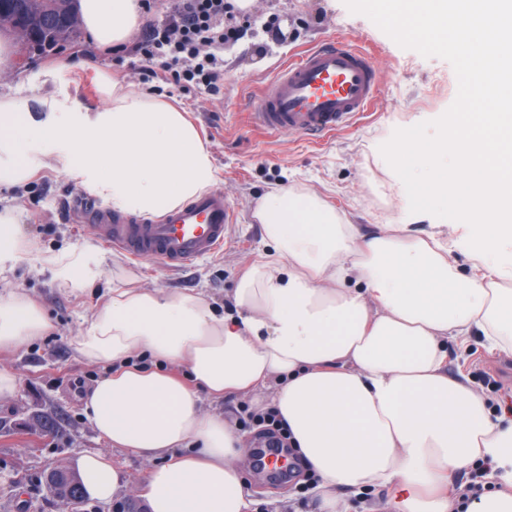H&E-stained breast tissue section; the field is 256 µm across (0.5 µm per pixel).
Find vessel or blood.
<instances>
[{
  "label": "vessel or blood",
  "mask_w": 512,
  "mask_h": 512,
  "mask_svg": "<svg viewBox=\"0 0 512 512\" xmlns=\"http://www.w3.org/2000/svg\"><path fill=\"white\" fill-rule=\"evenodd\" d=\"M381 86L370 52L337 37L281 68L258 94L253 117L270 133L322 137L367 114ZM79 223L136 260L178 270L224 245L233 211L223 191L207 192L156 220L137 219L103 204L83 203Z\"/></svg>",
  "instance_id": "b4317fda"
}]
</instances>
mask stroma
I'll use <instances>...</instances> for the list:
<instances>
[{"instance_id": "obj_1", "label": "stroma", "mask_w": 512, "mask_h": 512, "mask_svg": "<svg viewBox=\"0 0 512 512\" xmlns=\"http://www.w3.org/2000/svg\"><path fill=\"white\" fill-rule=\"evenodd\" d=\"M139 19L120 48L98 46L84 30L52 51L31 54L24 68L0 72V95L64 94L78 104L96 107L105 97L99 74L134 84L190 112L209 149L218 180L234 220L222 250L171 272L154 261H137L104 244L98 233L76 224L73 204L88 193L59 171L46 167L38 149H31L35 168L21 187H0V211L13 210L20 239L38 242L39 252L0 256V297L23 293L39 304L52 329L16 351L0 352V365L18 378L13 395L0 397V512H69L50 494L45 476L86 452L109 455L123 473L118 499L137 500L148 461L111 449L83 415L77 392L92 385L103 369L78 357L74 340L86 327L98 294H82L62 284L41 252L86 251L89 268L100 287L131 281L166 293H202L225 309L244 272L268 252L261 224L253 218L257 202L277 188L293 187L317 195L356 224L360 235L378 233L383 224L410 225V237L427 238L434 216L413 207L399 194L398 174L387 158L389 148L407 128L435 139L445 115L461 111L464 75L459 51L418 38L402 36L383 22L382 0H255L237 12L241 38L218 49L224 61V88L212 95L194 83L175 82L154 73L136 53V45L160 24L169 0H138ZM343 35L371 50L383 77L372 110L345 130L312 141L272 135L258 128L251 103L260 89L301 51L330 37ZM59 67L58 80L42 83L40 74ZM505 355L490 349L481 337L448 345V372L471 379L490 405L512 395V381L496 390L486 375H498ZM52 414L47 432L29 430L34 414ZM245 477L256 489L255 512H319L320 501L310 482L278 480L259 473L244 461ZM392 490L366 488L337 494L336 512H392Z\"/></svg>"}]
</instances>
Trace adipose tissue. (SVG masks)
<instances>
[{
  "mask_svg": "<svg viewBox=\"0 0 512 512\" xmlns=\"http://www.w3.org/2000/svg\"><path fill=\"white\" fill-rule=\"evenodd\" d=\"M387 2L404 33L464 49V111L435 140L408 129L397 145L413 155L398 169L402 193L452 211L463 233L411 241L393 224L362 241L316 196L278 189L253 213L274 250L241 277L233 314L199 294L107 288L74 342L104 370L80 403L112 448L150 461L146 512H253L242 435L199 405L238 393L278 412L328 512L340 487L395 488L396 512H453L450 471L487 458L495 487L477 512H512V418L446 370L452 340L478 335L512 352V0ZM78 14L95 43L114 47L135 25L137 0H79ZM105 85L93 110L65 95L0 97V187L32 178L34 145L46 166L124 213L161 216L216 184L184 109L131 84ZM459 249L477 274L459 273ZM44 261L73 290L97 292L85 254ZM50 329L27 295L0 298V350ZM73 467L95 501H110L123 481L101 453Z\"/></svg>",
  "mask_w": 512,
  "mask_h": 512,
  "instance_id": "adipose-tissue-1",
  "label": "adipose tissue"
}]
</instances>
